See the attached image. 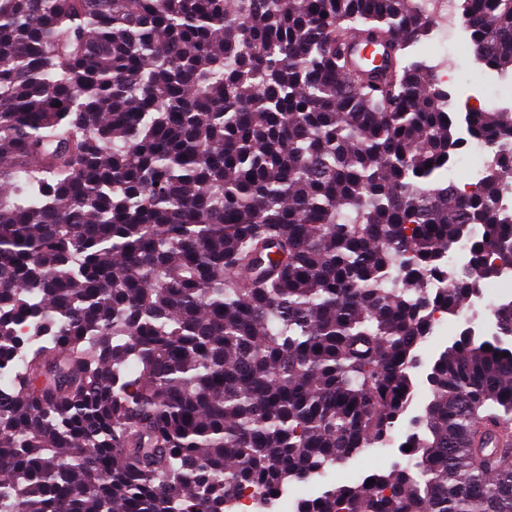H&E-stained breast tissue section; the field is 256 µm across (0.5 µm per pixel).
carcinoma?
Instances as JSON below:
<instances>
[{
	"mask_svg": "<svg viewBox=\"0 0 512 512\" xmlns=\"http://www.w3.org/2000/svg\"><path fill=\"white\" fill-rule=\"evenodd\" d=\"M462 2L512 72V0ZM431 26L415 0H0V512H270L387 440L432 313L512 265V112H465L495 162L445 179ZM350 37L389 60L351 73ZM492 316L427 375L414 465L297 512H512V300Z\"/></svg>",
	"mask_w": 512,
	"mask_h": 512,
	"instance_id": "carcinoma-1",
	"label": "carcinoma"
}]
</instances>
